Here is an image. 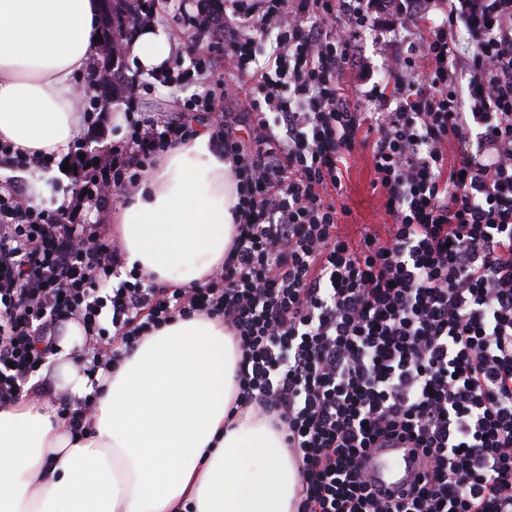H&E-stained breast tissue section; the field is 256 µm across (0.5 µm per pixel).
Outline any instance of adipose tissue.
I'll use <instances>...</instances> for the list:
<instances>
[{"instance_id":"ef3b65f1","label":"adipose tissue","mask_w":512,"mask_h":512,"mask_svg":"<svg viewBox=\"0 0 512 512\" xmlns=\"http://www.w3.org/2000/svg\"><path fill=\"white\" fill-rule=\"evenodd\" d=\"M100 0H0V139L62 157L85 130L77 104ZM137 69H164L162 27L127 46ZM237 202L230 163L208 129L169 149L115 214L127 266L182 287L224 261ZM62 344L48 366L75 398L96 393L92 428L72 439L49 402L0 406V512H292L300 481L280 433L229 408L241 355L218 319L175 320L89 383Z\"/></svg>"}]
</instances>
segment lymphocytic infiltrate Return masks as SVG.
Segmentation results:
<instances>
[{
  "mask_svg": "<svg viewBox=\"0 0 512 512\" xmlns=\"http://www.w3.org/2000/svg\"><path fill=\"white\" fill-rule=\"evenodd\" d=\"M198 75L231 76L183 112L134 119L91 196H128L211 114L232 162L235 234L197 288L125 269L118 238L0 185V405L78 323L109 371L151 331L217 318L241 352L236 409L284 433L294 512H512V0H198ZM393 11L400 25L384 26ZM407 43L387 80L358 61ZM274 34L265 66L259 41ZM359 87L355 97L346 84ZM238 101L240 121L218 109ZM477 140L476 151L465 143ZM370 146L387 238H342L343 167ZM418 448L420 486L390 503L364 462Z\"/></svg>",
  "mask_w": 512,
  "mask_h": 512,
  "instance_id": "f902f5d3",
  "label": "lymphocytic infiltrate"
}]
</instances>
